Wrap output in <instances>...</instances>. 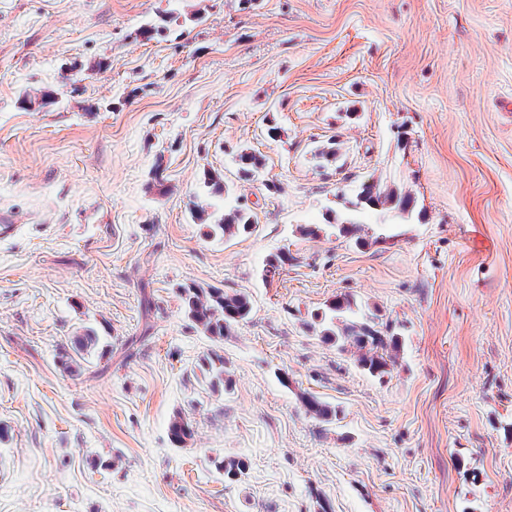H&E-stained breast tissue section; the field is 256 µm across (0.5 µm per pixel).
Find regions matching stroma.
Listing matches in <instances>:
<instances>
[{"label": "stroma", "mask_w": 512, "mask_h": 512, "mask_svg": "<svg viewBox=\"0 0 512 512\" xmlns=\"http://www.w3.org/2000/svg\"><path fill=\"white\" fill-rule=\"evenodd\" d=\"M3 213L0 512H512V0H0ZM186 286L252 311L213 339ZM344 294L391 373L321 336ZM368 207L390 205L399 214L412 212L415 207V198L411 194L401 195L393 188H382L378 184H365L358 194V203ZM192 215L196 221L207 224L209 237L219 233L222 237L229 238L240 232H250L255 227L251 213L240 206L224 205V213L213 220V214L209 213L206 207L194 204Z\"/></svg>", "instance_id": "obj_1"}]
</instances>
